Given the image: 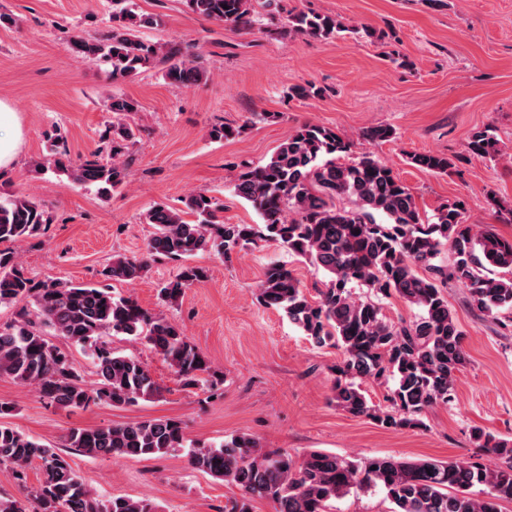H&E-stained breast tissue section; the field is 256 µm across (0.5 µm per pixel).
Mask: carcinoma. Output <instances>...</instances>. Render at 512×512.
<instances>
[{
  "instance_id": "1",
  "label": "carcinoma",
  "mask_w": 512,
  "mask_h": 512,
  "mask_svg": "<svg viewBox=\"0 0 512 512\" xmlns=\"http://www.w3.org/2000/svg\"><path fill=\"white\" fill-rule=\"evenodd\" d=\"M187 8L220 24L251 28L260 10L273 0H184ZM288 28L296 33L330 38L347 28L329 15L287 10ZM163 24L158 15L136 10L134 0H112V27L98 38L75 37L71 49L90 61L110 66L112 78L160 68L166 82L189 89L207 77L201 56L175 42H147L143 28ZM105 107L113 115L108 130L112 161L87 159L71 164L65 145L55 144L53 163L78 185H94L104 198L128 184V145L137 138L130 123L135 101L113 95ZM393 130L375 126L363 140H390ZM352 143L334 129L315 123L298 126L270 159L235 174L233 194L257 210L264 231L252 224H226L224 206L214 197L192 194L184 208L155 205L142 221L153 231L145 254H114L103 275L115 282L142 278L149 261L166 257L181 262L178 273L160 288L161 301L179 305L185 291L206 278L189 263L197 253L226 257L235 250L273 242L325 273L319 297L311 301L291 270L269 264L259 299L282 310L312 342L334 345L344 358L336 366V407L366 417L384 428L423 425L429 408L454 398L457 373L467 364L465 333L443 293L456 280L466 286L473 310L493 316L512 311V240L464 223L459 202L438 208L434 221H424L416 199L391 167L371 153L351 162ZM469 151L483 158L499 155L491 129L474 131ZM411 164L446 173L453 162L433 152L414 153ZM337 197L350 200L338 208ZM51 219L44 207L20 194L0 195V305H20L16 319L0 325V376L33 387L49 406L84 409L90 404L112 407L151 399L161 389L137 357L117 354L108 338L128 336L145 342L168 363L185 385L208 384L215 374L210 360L183 328L160 313H151L132 297H115L106 288L59 279L34 281L26 276L15 245L45 234ZM455 258L450 266L436 262L443 247ZM374 297L353 296L354 286ZM396 295L420 309L416 320L389 321L377 296ZM80 346L92 359L96 387L88 389L72 361L46 337L44 329ZM393 383L390 407L375 404L359 381ZM478 454L497 456L489 468L478 461H411L374 456L361 461L327 451L294 455L266 449L246 434L218 445L188 442L186 426L174 418L141 419L97 428H76L67 446L88 457L142 459L187 452L194 469L237 486L241 498L227 512H251L256 498L269 499L275 512H331L333 503L352 492L380 488L391 512H501L512 501V440L482 428L472 430ZM39 464L38 484L21 501L0 497V512H158L150 500L106 498L85 484L67 458L50 446L0 423V467L18 482ZM481 488V495L472 493Z\"/></svg>"
}]
</instances>
